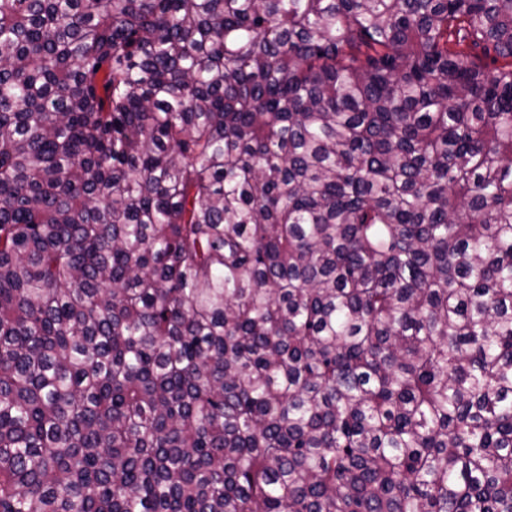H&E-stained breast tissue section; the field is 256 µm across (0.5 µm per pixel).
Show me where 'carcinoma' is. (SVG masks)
<instances>
[{"label":"carcinoma","instance_id":"obj_1","mask_svg":"<svg viewBox=\"0 0 512 512\" xmlns=\"http://www.w3.org/2000/svg\"><path fill=\"white\" fill-rule=\"evenodd\" d=\"M0 512H512V0H0Z\"/></svg>","mask_w":512,"mask_h":512}]
</instances>
